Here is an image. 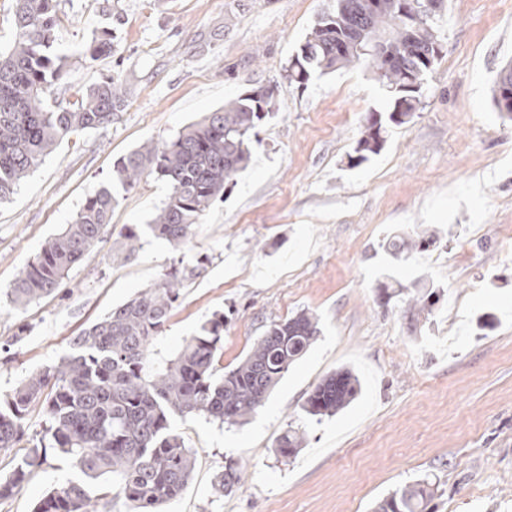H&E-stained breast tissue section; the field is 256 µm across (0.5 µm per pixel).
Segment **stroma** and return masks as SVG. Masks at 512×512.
Returning <instances> with one entry per match:
<instances>
[{
    "label": "stroma",
    "mask_w": 512,
    "mask_h": 512,
    "mask_svg": "<svg viewBox=\"0 0 512 512\" xmlns=\"http://www.w3.org/2000/svg\"><path fill=\"white\" fill-rule=\"evenodd\" d=\"M336 0H56L64 85L83 91L118 80L128 105L106 127L78 132L45 156L0 202V291L101 186L117 198L101 241L72 267L57 296L17 312L0 306V395L58 364L70 340L171 267L188 275L152 358H174L213 312L227 321L221 365L235 367L267 325L308 310L321 333L242 426L174 417L195 448L182 495L163 512H372L395 488L436 482L435 512H512V120L492 88L512 62V0H445L442 53L410 123L389 126L382 151L347 165L369 113L387 92L364 66L288 80L291 56ZM113 50L84 51L102 31ZM275 89L252 161L181 249L146 237L117 256L124 228L146 224L167 185L113 184L114 163L245 90ZM428 238L405 262L393 236ZM442 290L431 315L409 322L403 301L382 305L385 281ZM487 315L486 327L477 319ZM28 324V335L17 333ZM354 369L359 397L335 417L308 418L313 387ZM306 445L277 458L288 425ZM239 460L236 492L216 498L211 479ZM80 471L56 458L35 468L0 512H33Z\"/></svg>",
    "instance_id": "obj_1"
}]
</instances>
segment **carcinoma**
<instances>
[{"label": "carcinoma", "instance_id": "1", "mask_svg": "<svg viewBox=\"0 0 512 512\" xmlns=\"http://www.w3.org/2000/svg\"><path fill=\"white\" fill-rule=\"evenodd\" d=\"M15 2V39L0 53V201L65 138L107 126L127 106L111 77L75 94L72 101L49 105L46 93L61 83L67 61L57 51L55 0ZM429 2L376 0L367 13L363 0H336V9L321 17L291 57L290 81L304 84L314 71L324 75L365 65L392 92L388 112L367 116L349 155L352 169L383 149L385 123H408L421 104L422 85L412 87L409 76L424 80L440 48ZM111 52L105 32L87 46L84 58L95 63ZM258 89L265 99L240 94L183 127L174 139L144 144L114 166L112 181L126 190L149 175L168 186L151 223L123 234L126 256L140 248L146 234L175 249L191 242L201 217L248 166L256 129L273 115V89ZM494 103L512 118V69L497 81ZM115 204L109 186L89 197L7 288L9 306L24 311L57 292L69 270L100 242ZM184 279L178 268H171L159 282L73 337L72 353L59 365L22 379L0 398V455L21 447L32 409L40 408L45 417L39 443L13 458L10 471L0 475V502L14 496L32 469L52 454L72 461L89 480L118 477V494L137 512H160L159 507L182 493L196 461L195 450L172 430L171 419L203 414L231 426L246 422L320 335L318 317L307 310L273 321L245 358L225 372L218 355L224 313L217 311L185 340L175 358L157 366L152 348ZM360 390L355 372L337 370L312 389L303 411L311 417L333 416ZM303 444V434L290 425L276 439L275 453L289 459ZM241 478L239 463L228 459L214 474L212 487L230 495ZM433 496L431 483L421 479L389 494L374 512H432ZM103 501H112L111 492L94 495L88 483L69 481L40 499L34 512H100Z\"/></svg>", "mask_w": 512, "mask_h": 512}]
</instances>
